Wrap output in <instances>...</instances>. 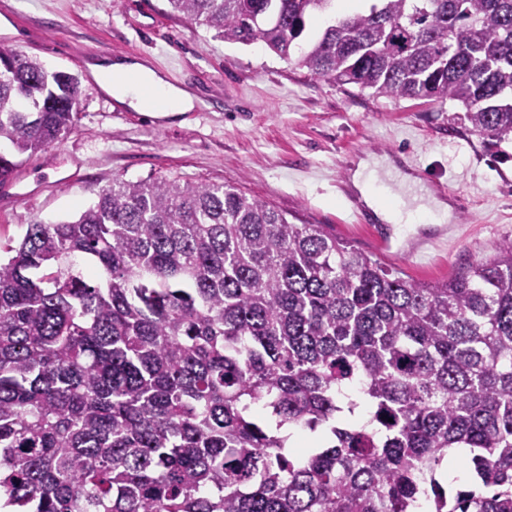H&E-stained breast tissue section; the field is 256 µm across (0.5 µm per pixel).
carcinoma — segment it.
<instances>
[{
    "mask_svg": "<svg viewBox=\"0 0 512 512\" xmlns=\"http://www.w3.org/2000/svg\"><path fill=\"white\" fill-rule=\"evenodd\" d=\"M170 0L315 79L512 138V0ZM74 75L0 44V143L69 133ZM0 259V504L512 512V239L422 284L230 184L115 179ZM393 422H388V419ZM320 433L287 447L283 427ZM482 490L438 478L455 450Z\"/></svg>",
    "mask_w": 512,
    "mask_h": 512,
    "instance_id": "obj_1",
    "label": "carcinoma"
}]
</instances>
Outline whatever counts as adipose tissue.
<instances>
[{
    "label": "adipose tissue",
    "mask_w": 512,
    "mask_h": 512,
    "mask_svg": "<svg viewBox=\"0 0 512 512\" xmlns=\"http://www.w3.org/2000/svg\"><path fill=\"white\" fill-rule=\"evenodd\" d=\"M91 71L100 85L112 96L138 112L154 117H167L192 111L197 99L188 90L169 84L155 70L139 61L121 59L93 64ZM380 164L379 159H360L352 174L354 186L366 205L383 222L408 224L412 213L396 204L384 201L373 189L366 173Z\"/></svg>",
    "instance_id": "obj_1"
}]
</instances>
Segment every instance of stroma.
Masks as SVG:
<instances>
[{
	"label": "stroma",
	"instance_id": "stroma-1",
	"mask_svg": "<svg viewBox=\"0 0 512 512\" xmlns=\"http://www.w3.org/2000/svg\"><path fill=\"white\" fill-rule=\"evenodd\" d=\"M7 42L79 81L73 130L18 156L14 192L0 205V240L28 224L72 218L114 178L228 183L294 224H319L414 281L437 284L512 237V141L491 147L450 103L395 101L312 78L262 43L224 41L169 0H0ZM145 61L203 107L156 118L118 104L93 79L103 58ZM395 160L422 184L445 185L446 224L355 219L337 182L359 159Z\"/></svg>",
	"mask_w": 512,
	"mask_h": 512
}]
</instances>
